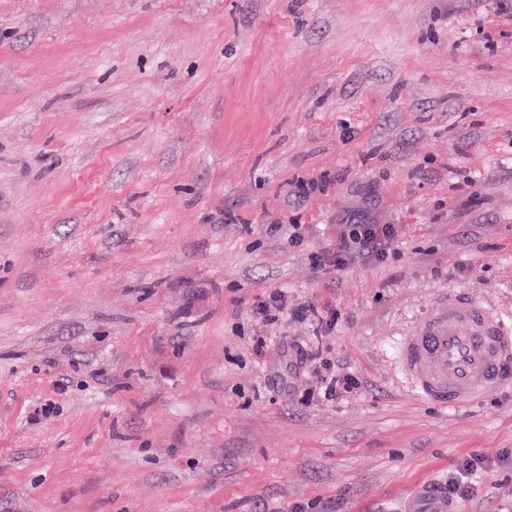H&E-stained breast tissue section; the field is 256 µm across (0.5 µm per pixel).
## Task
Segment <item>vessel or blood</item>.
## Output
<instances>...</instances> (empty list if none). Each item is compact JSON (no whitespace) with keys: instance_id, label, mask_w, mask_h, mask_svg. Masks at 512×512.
<instances>
[{"instance_id":"1","label":"vessel or blood","mask_w":512,"mask_h":512,"mask_svg":"<svg viewBox=\"0 0 512 512\" xmlns=\"http://www.w3.org/2000/svg\"><path fill=\"white\" fill-rule=\"evenodd\" d=\"M398 363L429 404L465 406L512 387V328L468 293H446L402 336ZM447 510L448 499L436 487L405 507V512Z\"/></svg>"}]
</instances>
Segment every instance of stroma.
<instances>
[{"label": "stroma", "instance_id": "1", "mask_svg": "<svg viewBox=\"0 0 512 512\" xmlns=\"http://www.w3.org/2000/svg\"><path fill=\"white\" fill-rule=\"evenodd\" d=\"M349 224L398 240L319 267ZM455 290L512 323L497 0H0V512H403L472 456L453 512H512V388L397 361ZM288 311V297L277 289L271 290L268 294L254 303L253 312L262 323L275 322L279 315ZM323 369V374H320V380L324 384L321 389H324V396L333 398L337 396L338 390H343L345 393H352L358 388L357 381L348 374H336V366L330 363L320 366Z\"/></svg>", "mask_w": 512, "mask_h": 512}]
</instances>
